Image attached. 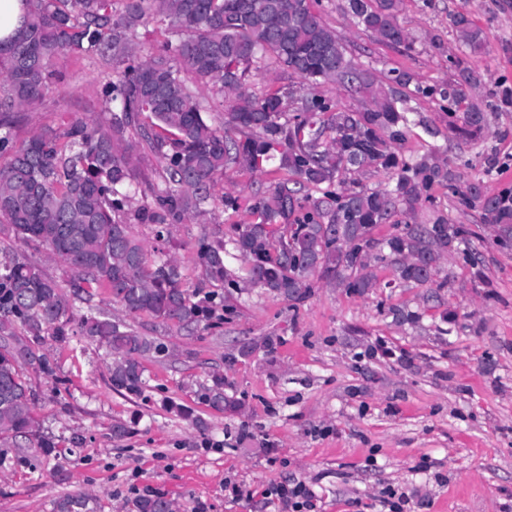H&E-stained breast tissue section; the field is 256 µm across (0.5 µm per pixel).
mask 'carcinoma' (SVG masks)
Listing matches in <instances>:
<instances>
[{
    "label": "carcinoma",
    "mask_w": 512,
    "mask_h": 512,
    "mask_svg": "<svg viewBox=\"0 0 512 512\" xmlns=\"http://www.w3.org/2000/svg\"><path fill=\"white\" fill-rule=\"evenodd\" d=\"M25 2L23 25L0 40V235L48 249L71 277L62 285L23 258H0V466L10 463L11 448L33 459L57 454L58 442L39 433L33 414L31 375L53 374L41 351L46 339L62 345L81 336L96 344L115 358L112 387L143 392L141 358L162 344L94 305L96 288L108 290L127 316L189 331L224 302L215 289L232 277L224 264L229 247L246 263L241 281L296 301L316 277L353 293L372 287V259L393 265L401 285L431 283L443 255L469 235L440 210L418 222L434 190L455 176L438 146L418 156L397 151L414 124L412 97L400 88L414 76L392 68L379 77L356 65L315 10L317 0ZM401 2L347 0V8L362 32L407 51L410 42L398 23ZM155 13L167 20L168 37L138 62V27ZM454 26L464 47L482 51V33L465 16ZM65 53L127 62L103 89L105 102L119 110L112 126L92 128L76 119L62 131L16 142L13 110L38 105L63 83L55 66ZM265 60L303 80L305 94L295 109H289L293 90L249 88ZM455 67L458 81L444 96L460 105L476 79L464 60ZM185 72L224 98L223 120L209 119ZM325 84L365 97L367 105L340 107L318 93ZM485 124L475 106L448 113V131L462 138H477ZM128 131L137 142L125 139ZM141 149L164 160L163 186L145 183L150 200L135 207L141 181L133 156ZM272 165L285 177L254 203L257 221L232 225L224 241L200 244L204 281L214 290L193 300L171 253L149 251L133 226L153 225L156 240L173 249L172 228L201 220L216 176L230 166L263 173ZM369 168L389 174L390 183L363 186L359 176ZM458 202L480 206L482 223L498 231V244H512V191L488 195L471 182ZM381 224L397 230L377 239L373 231ZM202 400L218 412L236 409L218 375ZM52 512H98V502L74 492L56 499ZM132 512H174L173 502L138 497Z\"/></svg>",
    "instance_id": "cac0c4a2"
}]
</instances>
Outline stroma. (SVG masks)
Returning a JSON list of instances; mask_svg holds the SVG:
<instances>
[{"label": "stroma", "instance_id": "35a3bbf8", "mask_svg": "<svg viewBox=\"0 0 512 512\" xmlns=\"http://www.w3.org/2000/svg\"><path fill=\"white\" fill-rule=\"evenodd\" d=\"M346 6L320 0L317 10L355 62L406 70L435 88L414 100L417 123L400 151L447 145L456 181L434 196L449 223L470 228L466 242L441 259L434 284L394 287L393 267L375 262L374 286L361 294L317 280L293 302L228 284L219 327L205 321L188 333L133 319L135 331L165 346L143 359L138 396L113 389L109 358L81 337L67 347L46 341L55 375L38 379L35 417L62 452L37 467L17 457L0 468V512H51L56 498L77 490L96 496L99 512H131L135 498L151 493L178 512H277L262 492L282 481L309 486L319 512H366L389 487L405 494L408 512H512V247L499 246L480 209L457 196L475 181L490 195L512 189V107L497 98L512 87V0H402L408 53L359 32ZM461 14L482 32L478 54L456 37ZM460 57L479 78L468 100L486 114L476 141L425 131L448 125L439 92L456 79ZM57 67L62 86L18 113L17 141L77 117L111 124L102 89L121 64L65 54ZM272 180L227 169L208 223L176 225L189 293L202 285L199 239L252 223L255 192ZM228 191L238 212L220 202ZM216 373L237 410L203 403ZM232 482L243 496L231 493Z\"/></svg>", "mask_w": 512, "mask_h": 512}]
</instances>
